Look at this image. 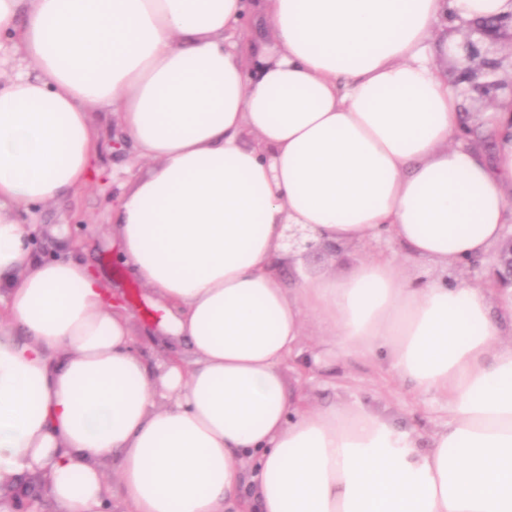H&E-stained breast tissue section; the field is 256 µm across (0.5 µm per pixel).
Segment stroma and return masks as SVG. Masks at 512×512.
<instances>
[{"mask_svg":"<svg viewBox=\"0 0 512 512\" xmlns=\"http://www.w3.org/2000/svg\"><path fill=\"white\" fill-rule=\"evenodd\" d=\"M460 42H473L480 54L473 65L479 70V76L473 81H464L459 85L462 109L466 112H480L496 100V93L482 90L483 83L499 81L512 82V27L503 26L494 34H483L477 22H470L458 31ZM498 61L497 70L483 69V60ZM131 155L115 154L104 150L97 164V172L83 189L59 205L39 206L29 216L31 223L51 227L65 224L74 230L73 237L79 243L76 252L78 258L109 277L114 286L122 292L124 301L132 313L136 328L153 326L159 323L163 313L152 303L150 296L139 282L129 276L126 270L116 265L112 258V247L103 237L102 226L108 221L112 199L120 192L122 177L120 170L130 164ZM488 262H480L477 267H458L449 272H441L433 262L405 256L401 259V270L411 281L423 284L441 277L459 279L480 286L487 279ZM332 383L313 381L306 387L311 403L329 405L361 401L376 408H385L395 412L408 424L423 426L440 415V401L420 397L408 389L395 385L382 365L369 367L356 366L345 368L337 366L332 372Z\"/></svg>","mask_w":512,"mask_h":512,"instance_id":"35a3bbf8","label":"stroma"}]
</instances>
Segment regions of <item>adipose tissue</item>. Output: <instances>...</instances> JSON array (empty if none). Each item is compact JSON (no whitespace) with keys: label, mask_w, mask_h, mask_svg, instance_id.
<instances>
[{"label":"adipose tissue","mask_w":512,"mask_h":512,"mask_svg":"<svg viewBox=\"0 0 512 512\" xmlns=\"http://www.w3.org/2000/svg\"><path fill=\"white\" fill-rule=\"evenodd\" d=\"M510 11L0 0V484L41 476L60 512H512V286L415 284L392 252L309 274L283 243L298 224L444 268L502 243L512 98L462 111L448 67L461 23ZM95 109L144 162L105 232L165 311L155 364L109 285L21 219L88 183ZM339 361L447 410L420 430L287 382Z\"/></svg>","instance_id":"adipose-tissue-1"}]
</instances>
